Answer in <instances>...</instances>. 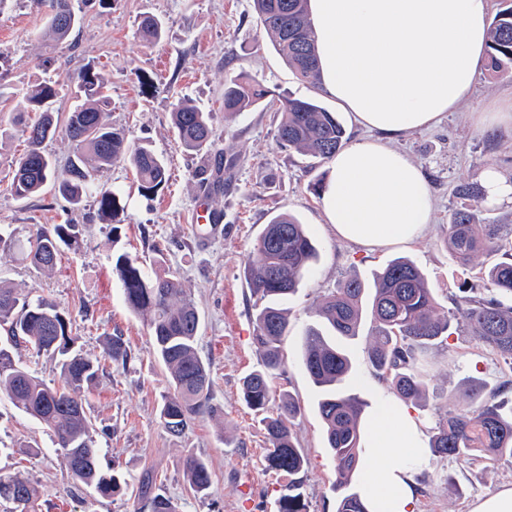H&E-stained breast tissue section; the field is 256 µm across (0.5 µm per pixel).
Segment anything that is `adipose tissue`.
<instances>
[{
	"mask_svg": "<svg viewBox=\"0 0 512 512\" xmlns=\"http://www.w3.org/2000/svg\"><path fill=\"white\" fill-rule=\"evenodd\" d=\"M308 9L322 87L357 125L391 137L455 111L489 39L491 0H308ZM322 206L337 237L369 248L412 244L432 210L420 169L372 140L331 158ZM362 426L357 490L368 512H418L422 421L388 397Z\"/></svg>",
	"mask_w": 512,
	"mask_h": 512,
	"instance_id": "adipose-tissue-1",
	"label": "adipose tissue"
}]
</instances>
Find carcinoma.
<instances>
[{"mask_svg":"<svg viewBox=\"0 0 512 512\" xmlns=\"http://www.w3.org/2000/svg\"><path fill=\"white\" fill-rule=\"evenodd\" d=\"M44 10L45 33L56 41L65 40L79 22L73 0H34ZM252 8L274 49L296 77L311 86L320 82V71L312 39L308 0H252ZM66 13L70 24L62 26L56 14ZM137 34L146 45L158 42L163 22L144 13ZM486 67L493 73L512 68V0L500 9L489 31ZM74 84V105L64 119L54 112L59 83L40 82L22 95L0 90V99L15 102L13 122L23 125L28 149L19 157L9 185L11 195L26 199L51 183L72 206L79 207L92 195L99 219L112 223L124 210L121 196L97 182L98 173L115 161L132 167L142 196L153 197L167 182V161L145 145L130 146L125 130L106 119L110 101L102 76L91 67L70 79ZM281 114L276 142L296 152L327 160L346 143V130L338 117L311 98H273L259 81L239 73L224 81V116L249 112L262 102ZM35 117L26 119L28 113ZM171 124L187 151L211 155L213 129L207 113L191 100L180 101L171 112ZM72 144L67 168L58 172L56 161L44 142L59 127ZM238 155L223 156L215 163L212 188L226 185L224 171L232 170ZM461 204L451 210L444 247L461 269L465 279L451 296L455 310L448 316L437 313L435 289L427 276L409 259L398 257L376 271L373 286L356 276L341 280L314 309L318 324L307 327L302 366L322 390L318 412L324 425L325 441L336 464V512H366L351 487L362 449L361 416L364 403L345 394L338 386L350 374L352 361L335 337L353 339L361 324L370 322L369 341L364 348L367 363L378 380L405 402L427 399L429 352L447 343L463 330L492 345L512 364V227L485 224L478 217L484 201V186L461 183L455 189ZM78 225L68 222L50 228L39 227L28 239L26 255L43 271L55 268L60 244L77 243ZM497 259L486 267L474 261L487 255ZM318 246L306 225L289 214L280 213L265 225L244 266L251 294L261 306L254 317V342L262 353V367L241 381L242 399L249 409L264 415L269 448L267 468L288 475L289 481L278 499V512H307L302 493L306 458L295 431L301 415L300 402L291 395H276L270 380L285 364L283 336L288 334V311L282 303L293 297L317 261ZM115 273L125 299L135 312L150 317L153 353L169 371L170 392L160 416L165 428L181 435L196 418L211 412L209 371L199 356L197 339L200 318L193 302L185 296L180 281L170 274L149 276L141 263L126 254L116 257ZM478 275L485 292L475 293L467 276ZM8 326L10 341L25 343L41 352L66 355L61 364L63 387H49L33 377L0 347V391H5L26 413L49 426L61 449L66 469L82 484L102 497L119 487L118 479L98 466V448L91 433L82 393L99 378L101 361L126 365L130 352L119 335L109 336L103 360L68 354L73 338L69 321L59 305L41 298L29 301L11 287L0 284V326ZM434 456L457 459L489 458L512 460V397L498 388L484 393L474 388L461 408L448 410L429 442ZM188 484L197 494L211 486L206 461L189 455L183 461ZM35 488L19 477H0V498L13 501L20 512H31Z\"/></svg>","mask_w":512,"mask_h":512,"instance_id":"carcinoma-1","label":"carcinoma"}]
</instances>
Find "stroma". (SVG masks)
Listing matches in <instances>:
<instances>
[{"label":"stroma","mask_w":512,"mask_h":512,"mask_svg":"<svg viewBox=\"0 0 512 512\" xmlns=\"http://www.w3.org/2000/svg\"><path fill=\"white\" fill-rule=\"evenodd\" d=\"M75 8L80 25L57 43L46 35L33 0H0V86L20 92L44 80L58 81L54 107L64 114L72 107L68 77L94 68L110 97L108 122L125 128L131 145L146 144L163 155L168 180L148 200L140 195L126 162L101 173L99 182L123 197L125 209L117 224L101 222L93 201L75 211L50 189L18 200L8 186L26 142L21 129H13L0 140V229L17 245L0 249V280L29 297L59 303L70 321L75 350L87 357H101L106 336H123L130 360L124 366L104 364L83 404L101 470L126 484L103 497L76 482L62 463L52 431L1 392L0 475L35 485L34 512H144L141 484L148 475L176 512H278L288 477L266 469L269 443L262 417L242 401L240 381L261 365L244 264L264 224L285 212L307 225L319 245V259L286 304L285 370L273 385L276 392L293 394L301 402L296 431L307 459L303 492L309 512H336L331 490L335 464L317 411L320 393L301 365L313 309L343 278L371 281L376 270L403 256L428 275L439 315L453 310L449 295L461 271L442 241L448 214L458 204L454 190L459 183L479 181L490 166L512 181V133L483 132L474 124L475 113L512 97V75L478 67L470 97L439 125L391 139L392 147L421 168L434 208L424 234L413 244L369 249L338 239L325 223L318 187L329 177V163L278 148V112L262 105L234 118L224 115V81L244 70L274 94L312 98L337 112L349 139L364 135L323 88L296 79L275 51L251 0H112L106 9L77 0ZM145 12L165 26L163 39L152 46L137 36ZM183 97L209 112L213 154L227 151L240 157L224 191L200 187L195 173L203 160L181 146L171 125L170 113ZM202 203L222 211L221 236L210 239L193 232L192 216ZM69 220L78 226V241L62 247L52 272L38 269L20 252L35 225ZM121 253L138 257L148 274L163 268L176 272L202 319L198 352L209 370L214 411L179 436L171 435L159 417L170 377L153 355L149 322L129 307L112 271V259ZM367 339L363 333L344 341L352 370L341 388L371 407L390 391L364 358ZM12 355L46 385H61L57 356L23 344ZM428 361L427 399L414 409L430 432L472 386L490 390L512 380V366L465 332L452 335ZM190 455L209 466L206 495L194 494L186 480L182 462ZM416 482L419 512H470L478 499L512 486V462L433 457Z\"/></svg>","instance_id":"obj_1"}]
</instances>
